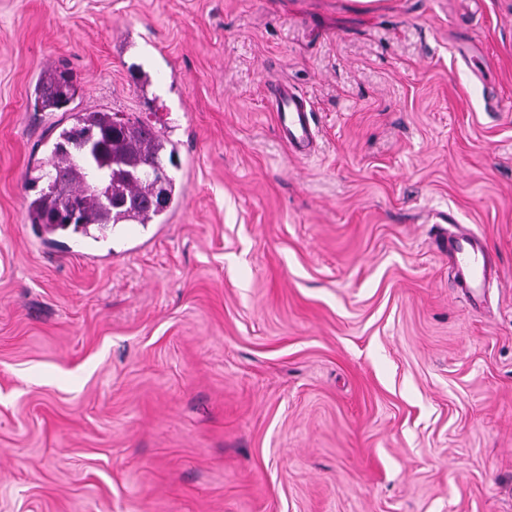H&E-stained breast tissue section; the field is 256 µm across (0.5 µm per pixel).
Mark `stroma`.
Segmentation results:
<instances>
[{"label": "stroma", "instance_id": "35a3bbf8", "mask_svg": "<svg viewBox=\"0 0 512 512\" xmlns=\"http://www.w3.org/2000/svg\"><path fill=\"white\" fill-rule=\"evenodd\" d=\"M84 110L174 144L165 223L28 222ZM0 512H512V0H0ZM75 95L71 76L57 69H44L35 87V106L44 112H56L67 106ZM279 123L288 142L296 148H304L313 137L312 117L301 96L288 90L279 93L273 103ZM447 253L455 288L477 303L498 268L483 239L470 229L459 228L448 234Z\"/></svg>", "mask_w": 512, "mask_h": 512}]
</instances>
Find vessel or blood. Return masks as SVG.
Segmentation results:
<instances>
[{"mask_svg":"<svg viewBox=\"0 0 512 512\" xmlns=\"http://www.w3.org/2000/svg\"><path fill=\"white\" fill-rule=\"evenodd\" d=\"M273 108L291 145L307 147L313 137L312 117L304 99L284 90ZM448 266L454 285L471 302H478L497 264L483 239L471 230L460 228L448 235Z\"/></svg>","mask_w":512,"mask_h":512,"instance_id":"b4317fda","label":"vessel or blood"}]
</instances>
